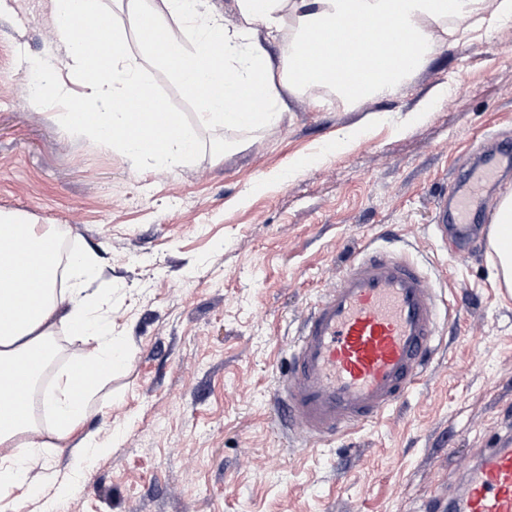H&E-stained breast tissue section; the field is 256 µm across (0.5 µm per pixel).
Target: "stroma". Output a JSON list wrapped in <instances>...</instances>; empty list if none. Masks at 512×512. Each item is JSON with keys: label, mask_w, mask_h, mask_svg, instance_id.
<instances>
[{"label": "stroma", "mask_w": 512, "mask_h": 512, "mask_svg": "<svg viewBox=\"0 0 512 512\" xmlns=\"http://www.w3.org/2000/svg\"><path fill=\"white\" fill-rule=\"evenodd\" d=\"M103 4L198 149L161 169L68 133L56 105L23 92L30 60L63 57L50 0H0V211L95 255L91 287L130 346L81 424L104 451L46 454L77 480L72 512H448L477 452L512 437V294L487 242L468 253L437 236L432 202L463 155L512 144V28L436 49L355 109L297 94L278 124L206 128L126 8ZM367 243L406 250L461 315L400 404L304 442L271 413L275 380Z\"/></svg>", "instance_id": "35a3bbf8"}]
</instances>
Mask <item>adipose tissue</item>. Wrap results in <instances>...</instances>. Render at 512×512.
<instances>
[{"label": "adipose tissue", "mask_w": 512, "mask_h": 512, "mask_svg": "<svg viewBox=\"0 0 512 512\" xmlns=\"http://www.w3.org/2000/svg\"><path fill=\"white\" fill-rule=\"evenodd\" d=\"M201 2L157 0L152 17H171L175 25L162 40H148L147 48L183 89L193 92L203 124L236 129L279 123L287 110L285 91L328 90L347 106L359 107L404 84L449 38L512 19V0H236L237 21L229 24L221 15L202 11ZM50 5L64 56L58 65L32 62V71L42 78L41 100L64 105L58 118L71 133L132 161L148 159L162 168L186 163L197 140L175 113L121 108L145 88L125 28L111 25L109 41L96 56L68 31L66 21L76 7H83L90 22L104 19L102 0H50ZM357 18L384 22L403 37L372 72L356 75L342 57H328L320 66L306 60V31L347 34ZM288 21L293 33L286 41ZM278 42L284 49L276 61L267 48ZM72 76L79 79V89L69 85ZM83 107L95 109L96 119H77ZM57 243L54 226L0 212V391L33 393L52 359L49 345L58 327L89 347L85 358L55 375L42 396V415L30 407L0 414V446L7 450L0 456V500L17 491L26 497L52 483L53 512H61L74 483L49 472L45 450L58 440L83 458L100 452L96 438L79 434L78 427L103 384L128 357L103 317L101 299L88 288L97 274L92 257L74 255L68 286L57 289ZM85 366L95 370L88 381L80 377Z\"/></svg>", "instance_id": "ef3b65f1"}]
</instances>
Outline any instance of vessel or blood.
I'll return each mask as SVG.
<instances>
[{
	"label": "vessel or blood",
	"instance_id": "b4317fda",
	"mask_svg": "<svg viewBox=\"0 0 512 512\" xmlns=\"http://www.w3.org/2000/svg\"><path fill=\"white\" fill-rule=\"evenodd\" d=\"M69 27L93 51L109 32L105 22L87 28L79 13ZM397 38L385 24H362L346 52L370 66L377 48ZM511 171L510 144L462 157L447 191L435 200L437 232L460 243L473 239L486 221L483 198ZM442 304L409 254L358 251L301 323L291 368L275 382L274 416L316 442L379 419L421 379L438 345ZM448 512H512V439L481 451Z\"/></svg>",
	"mask_w": 512,
	"mask_h": 512
}]
</instances>
